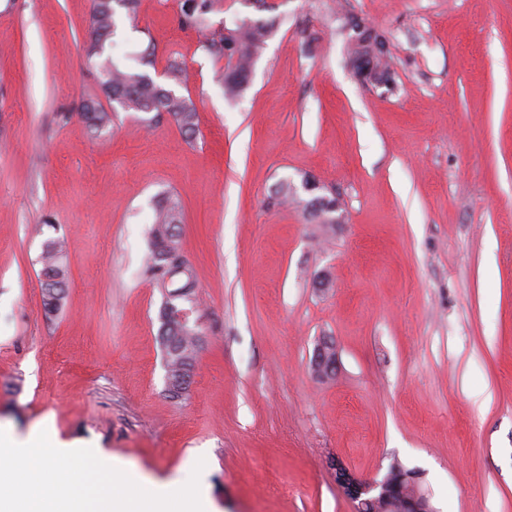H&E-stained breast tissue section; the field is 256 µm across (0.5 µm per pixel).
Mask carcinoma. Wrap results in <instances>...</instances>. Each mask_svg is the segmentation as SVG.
<instances>
[{"label":"carcinoma","instance_id":"carcinoma-1","mask_svg":"<svg viewBox=\"0 0 512 512\" xmlns=\"http://www.w3.org/2000/svg\"><path fill=\"white\" fill-rule=\"evenodd\" d=\"M125 9L132 17L138 0H94L91 15L90 41L86 62L97 67L100 85L108 102L124 111L152 114L147 123L169 117L189 140L198 131V112L191 98L183 97L171 88L158 84L149 74L125 68L116 63L110 53L109 40L116 29L115 7ZM224 11V0H184L178 23L183 29L205 31L202 48L217 59H226L225 72L219 77L224 94L238 97L247 87L253 61L275 34V24L267 19L238 20L235 27L224 23L214 25L210 18ZM166 76L172 85H186L182 65L175 59L167 62ZM81 116L90 134L99 136L111 124L112 118L102 105L92 99L81 103ZM336 206V197L315 195L303 201V209L315 224H326ZM183 208L169 196L156 210L151 229L152 250L145 274L164 290L161 310L162 342L167 367L172 377L189 383L196 361L197 332L189 322H181L176 314L186 306L197 304V281L187 262L173 263L175 254H183L180 227ZM42 296L45 317L52 319L60 312L68 289V267L63 246L58 239L48 240L41 254Z\"/></svg>","mask_w":512,"mask_h":512}]
</instances>
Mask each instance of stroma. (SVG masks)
I'll return each mask as SVG.
<instances>
[{"label": "stroma", "instance_id": "stroma-1", "mask_svg": "<svg viewBox=\"0 0 512 512\" xmlns=\"http://www.w3.org/2000/svg\"><path fill=\"white\" fill-rule=\"evenodd\" d=\"M181 4L139 0L112 56L154 46L160 83L186 64L190 143L122 110L91 138V0H0V427L158 485L205 459L207 512H356L336 460L369 480L420 470L436 512H512V0H227V26L279 23L237 99ZM351 16L385 40L392 88L356 77ZM306 176L341 223L274 200ZM169 194L200 296L179 397L142 272ZM51 237L69 288L49 320ZM325 338L339 364L323 380ZM42 296L45 317L60 312L68 289V267L63 246L58 239L48 240L41 254ZM332 344L328 340L321 341L314 351L312 360L313 367L316 372L322 376H331L336 371L337 353L336 357L330 353Z\"/></svg>", "mask_w": 512, "mask_h": 512}]
</instances>
